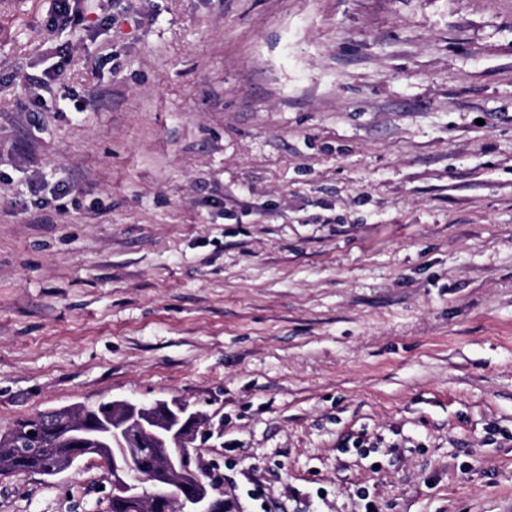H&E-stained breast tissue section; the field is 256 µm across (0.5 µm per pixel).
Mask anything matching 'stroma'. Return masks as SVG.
I'll return each instance as SVG.
<instances>
[{
  "label": "stroma",
  "mask_w": 512,
  "mask_h": 512,
  "mask_svg": "<svg viewBox=\"0 0 512 512\" xmlns=\"http://www.w3.org/2000/svg\"><path fill=\"white\" fill-rule=\"evenodd\" d=\"M95 7L0 0V431L177 400L239 512H512V0ZM72 2V3H71ZM93 0H54L55 10L50 26L61 28L84 27V30H89L84 24L86 16L93 12ZM57 53L58 55L53 58L59 59L43 69L40 76L34 78V83L40 90H53L55 87H62L61 81L65 70L63 59L66 54L64 50Z\"/></svg>",
  "instance_id": "35a3bbf8"
}]
</instances>
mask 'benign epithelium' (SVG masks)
I'll return each mask as SVG.
<instances>
[{
    "mask_svg": "<svg viewBox=\"0 0 512 512\" xmlns=\"http://www.w3.org/2000/svg\"><path fill=\"white\" fill-rule=\"evenodd\" d=\"M53 423L64 448L55 453L51 474L93 454L111 469L113 492L127 500L130 512H226L223 492L202 479L189 453L200 432L198 414L116 399L97 419L88 417L85 406L73 405L56 410ZM16 472L13 443L3 441L0 475Z\"/></svg>",
    "mask_w": 512,
    "mask_h": 512,
    "instance_id": "benign-epithelium-1",
    "label": "benign epithelium"
}]
</instances>
